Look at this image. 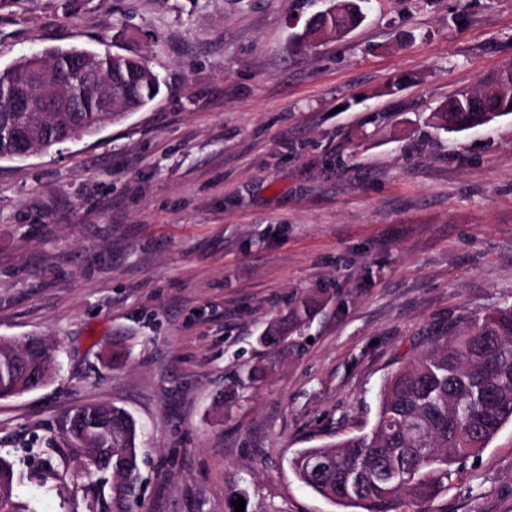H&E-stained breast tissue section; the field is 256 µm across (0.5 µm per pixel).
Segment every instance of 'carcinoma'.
Returning a JSON list of instances; mask_svg holds the SVG:
<instances>
[{"instance_id":"obj_1","label":"carcinoma","mask_w":512,"mask_h":512,"mask_svg":"<svg viewBox=\"0 0 512 512\" xmlns=\"http://www.w3.org/2000/svg\"><path fill=\"white\" fill-rule=\"evenodd\" d=\"M364 20L357 0H336L332 10L307 25L303 40L342 39ZM76 56L89 59L112 83L113 111L71 76ZM139 55L111 54L72 46L25 54L0 69V160L20 158L12 133L24 129L27 149L48 151L79 132L96 134L103 123L118 122L153 102L161 80H149ZM70 103L72 112H12L13 94L26 88ZM512 114V65L487 77L465 94L448 97L431 114L437 129L456 133ZM321 290L290 302L288 313L271 321L259 337L276 358L298 350L305 325L323 302ZM58 359L38 336L0 339V400L51 380ZM267 367V368H269ZM267 368L248 370L251 383ZM512 423V305L480 318L448 325L408 363L390 372L377 395L370 429L299 450L290 459L298 480L351 512H403L436 498L454 466L480 453L502 427ZM142 426L127 410L88 404L63 419L59 432L26 453L39 457L38 471L26 459L0 455V512H30L16 488L37 477L52 490L66 484L73 467L83 468L82 495H71L67 512H133L141 496Z\"/></svg>"}]
</instances>
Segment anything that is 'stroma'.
<instances>
[{"instance_id": "1", "label": "stroma", "mask_w": 512, "mask_h": 512, "mask_svg": "<svg viewBox=\"0 0 512 512\" xmlns=\"http://www.w3.org/2000/svg\"><path fill=\"white\" fill-rule=\"evenodd\" d=\"M333 0H0V67L52 46L144 56L161 95L0 160V337L59 371L0 400V454L75 407L143 428L136 512H338L302 448L369 430L388 372L438 327L512 304V115H429L512 64V0H364L341 41H295ZM330 301L261 364L293 297ZM425 512H512V425Z\"/></svg>"}]
</instances>
